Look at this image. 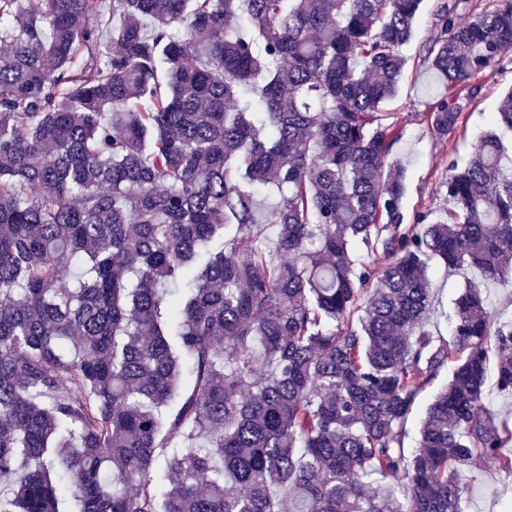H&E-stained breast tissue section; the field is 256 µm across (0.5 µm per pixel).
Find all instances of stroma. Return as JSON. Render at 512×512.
I'll list each match as a JSON object with an SVG mask.
<instances>
[{
    "instance_id": "stroma-1",
    "label": "stroma",
    "mask_w": 512,
    "mask_h": 512,
    "mask_svg": "<svg viewBox=\"0 0 512 512\" xmlns=\"http://www.w3.org/2000/svg\"><path fill=\"white\" fill-rule=\"evenodd\" d=\"M440 0H422L414 22L412 39L403 47L406 59L396 98L384 112L389 122L397 124L403 135L394 145L390 160L405 171V194L402 210L406 223L419 216L434 219L443 216L448 198L442 183L449 160L467 161L476 139L490 127V114L501 98L512 90V52L504 60L487 68L472 81L474 93L467 101L456 130L445 139H437L429 130L425 117L445 97L446 89L423 62L428 41L440 29L437 6ZM476 271H451L433 263L431 279L435 311L427 328L435 336H451L454 299L468 280L478 279ZM470 486L464 512H512V474L487 465L463 476Z\"/></svg>"
}]
</instances>
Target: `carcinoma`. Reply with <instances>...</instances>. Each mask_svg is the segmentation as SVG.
Here are the masks:
<instances>
[{
  "instance_id": "obj_1",
  "label": "carcinoma",
  "mask_w": 512,
  "mask_h": 512,
  "mask_svg": "<svg viewBox=\"0 0 512 512\" xmlns=\"http://www.w3.org/2000/svg\"><path fill=\"white\" fill-rule=\"evenodd\" d=\"M108 2L0 0V512H463L512 473V323L470 282L436 339L429 269L504 277L512 91L407 225L380 112L422 0ZM437 16L444 139L512 0ZM453 370V363L445 365L440 371L437 378L431 384L427 385L419 395L413 407L412 413L409 417L408 423L406 425V435L404 437L403 442L404 447L407 448L408 450L416 448L419 439V423L422 417L424 416L426 407L434 398L435 394L441 389V387L445 385L451 378ZM487 394L486 408L495 415L499 423H504L512 429V395L498 393L492 371L488 376ZM462 478L470 485L464 512H512V474L491 464L468 471Z\"/></svg>"
}]
</instances>
